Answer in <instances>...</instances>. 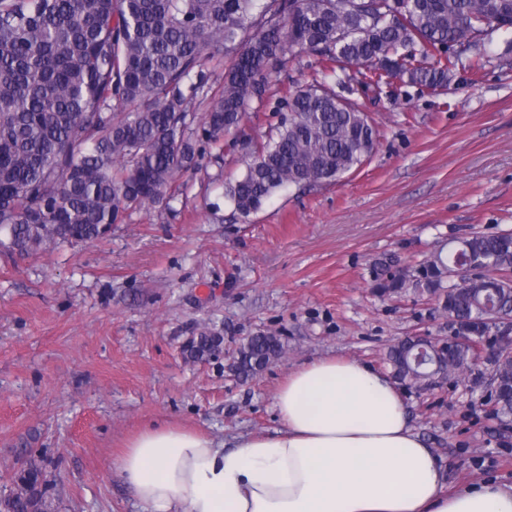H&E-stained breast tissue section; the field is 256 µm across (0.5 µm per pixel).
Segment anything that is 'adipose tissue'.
I'll use <instances>...</instances> for the list:
<instances>
[{
    "label": "adipose tissue",
    "instance_id": "1",
    "mask_svg": "<svg viewBox=\"0 0 512 512\" xmlns=\"http://www.w3.org/2000/svg\"><path fill=\"white\" fill-rule=\"evenodd\" d=\"M281 426L234 449L174 425L141 430L114 461L144 512H512V485L446 489L396 383L345 356L279 384Z\"/></svg>",
    "mask_w": 512,
    "mask_h": 512
}]
</instances>
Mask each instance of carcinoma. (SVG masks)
Segmentation results:
<instances>
[{"label":"carcinoma","instance_id":"1","mask_svg":"<svg viewBox=\"0 0 512 512\" xmlns=\"http://www.w3.org/2000/svg\"><path fill=\"white\" fill-rule=\"evenodd\" d=\"M508 36L498 66L512 69V0H0V253L32 256L60 243H94L120 214L179 195L201 144L232 137L245 171L224 196L243 218L286 187L332 182L372 155L377 130L350 96L378 99L397 86L445 89L460 70L490 62L487 22ZM224 55L221 89L206 61ZM315 58L311 80L274 97L269 76ZM271 106L267 139L245 132L253 105ZM203 115H198L200 106ZM467 268L463 287L450 273ZM512 233H474L412 273L384 268L374 288L395 294L415 280L469 343L439 340L417 363L408 337L387 354L392 376L464 373L474 341L512 312ZM219 342L200 336L193 359ZM272 333L247 336L230 367L248 378L282 358ZM496 415L512 417V345L493 365ZM0 512H44L47 474L34 460Z\"/></svg>","mask_w":512,"mask_h":512}]
</instances>
